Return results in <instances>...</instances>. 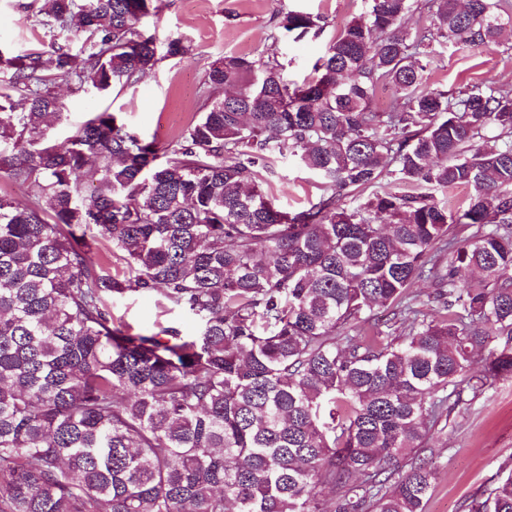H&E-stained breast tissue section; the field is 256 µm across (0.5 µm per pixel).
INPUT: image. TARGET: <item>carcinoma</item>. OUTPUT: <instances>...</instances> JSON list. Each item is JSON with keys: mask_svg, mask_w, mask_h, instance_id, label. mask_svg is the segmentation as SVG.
I'll use <instances>...</instances> for the list:
<instances>
[{"mask_svg": "<svg viewBox=\"0 0 512 512\" xmlns=\"http://www.w3.org/2000/svg\"><path fill=\"white\" fill-rule=\"evenodd\" d=\"M50 2L79 50L0 51V170L38 190L0 197V512H425L440 424L512 377V87L450 95L423 72L512 15L365 0L300 85L260 55L212 61L206 112L161 148L106 110L61 143L44 127L66 117L57 83L104 94L190 54L139 29L158 0ZM416 12L429 23L399 31ZM289 155L323 189L295 213L262 188ZM458 185L457 211L420 191ZM128 294L196 331L133 330L112 314ZM468 512H512V474Z\"/></svg>", "mask_w": 512, "mask_h": 512, "instance_id": "1", "label": "carcinoma"}]
</instances>
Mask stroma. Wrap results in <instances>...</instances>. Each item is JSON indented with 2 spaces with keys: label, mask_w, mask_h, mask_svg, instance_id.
<instances>
[{
  "label": "stroma",
  "mask_w": 512,
  "mask_h": 512,
  "mask_svg": "<svg viewBox=\"0 0 512 512\" xmlns=\"http://www.w3.org/2000/svg\"><path fill=\"white\" fill-rule=\"evenodd\" d=\"M45 3L0 0V46L46 51L51 44L70 43L66 33L39 25L38 9ZM159 5V14L145 19L143 28L162 40L179 37L190 42L192 53L161 60L149 76L105 98L75 93L69 84H60L69 124L50 128L52 140L62 141L87 113L106 109L119 113L142 137L169 144L204 112L206 72L213 60L230 53L262 55L276 59L288 81H303L329 42L365 9L363 0H159ZM288 10L323 17V32L300 38L276 29L278 14ZM464 82L512 85V29L485 46L441 49L425 71L423 84L452 92ZM263 189L280 210L295 212L320 194L321 183L290 156L265 172ZM112 313L136 331L152 330L163 319L183 333L195 331L190 318L162 314L154 299L145 296L114 301ZM427 459L434 481L425 512H467L472 498L512 466V378L491 381L480 397L455 408Z\"/></svg>",
  "instance_id": "obj_1"
}]
</instances>
